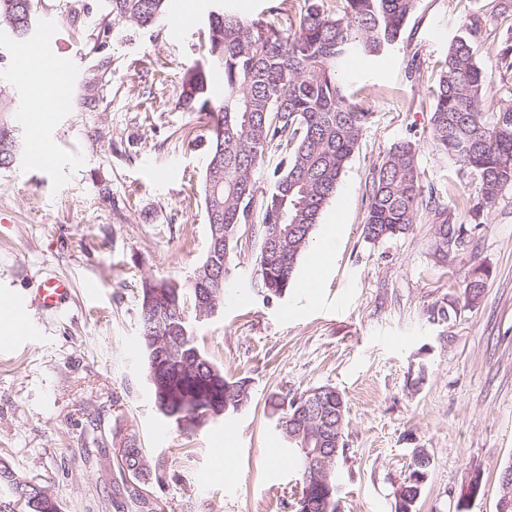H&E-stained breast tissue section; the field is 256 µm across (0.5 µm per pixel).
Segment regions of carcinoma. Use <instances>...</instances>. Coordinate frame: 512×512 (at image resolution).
Instances as JSON below:
<instances>
[{"mask_svg":"<svg viewBox=\"0 0 512 512\" xmlns=\"http://www.w3.org/2000/svg\"><path fill=\"white\" fill-rule=\"evenodd\" d=\"M418 0H270L260 16L245 18L230 4L209 16L201 44L204 64L189 68L182 80L178 107L208 117L206 165L201 189L209 226L206 254L185 284L145 278L141 284L139 321L146 370L155 404L166 418L189 419L193 433L249 402V381L232 380L201 350L191 317L208 316L224 305L231 254L242 230L258 225L260 251L256 287L265 299L281 298L292 287L300 260L315 228L335 195L372 113L346 94L338 70L351 55L379 57L397 46ZM167 0H107L102 33L116 23L138 30L154 26ZM36 21L34 0H0V32L16 42L27 40ZM466 35L456 37L441 63L433 91L428 144L447 157L457 173L477 181V198L459 197L471 224H483V212L512 191V90L491 111L485 101L488 72L473 54L471 37L486 20L474 16ZM224 77V101L206 98L207 73ZM12 99L0 93V167L15 161L19 130L11 119ZM279 157L271 183L262 189L256 171L269 153ZM418 144L402 140L374 169L368 189L364 237L369 241L406 234L418 212L432 214L439 261L461 245L465 225L454 224L447 208L425 196L418 166ZM479 277L464 279L465 298L482 294ZM293 398L274 395L271 415L288 437L295 415ZM336 424V399L325 398L306 429ZM119 469H138L147 481L152 467L134 437ZM27 479L0 459V512L14 505ZM122 491L137 506L156 512L153 503L127 482ZM20 512H61L51 493Z\"/></svg>","mask_w":512,"mask_h":512,"instance_id":"carcinoma-1","label":"carcinoma"}]
</instances>
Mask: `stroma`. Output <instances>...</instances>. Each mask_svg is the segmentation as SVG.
Segmentation results:
<instances>
[{
    "label": "stroma",
    "instance_id": "obj_1",
    "mask_svg": "<svg viewBox=\"0 0 512 512\" xmlns=\"http://www.w3.org/2000/svg\"><path fill=\"white\" fill-rule=\"evenodd\" d=\"M180 23L101 33L105 0H36L33 36L49 32L65 78L19 86L17 46L0 37V90L20 105L15 164L0 169V302L67 278L70 302L33 335L0 327V459L48 485L63 512H138L113 498L115 442L136 437L157 466L145 495L159 512H292L294 464L271 467L283 447L268 401L329 385L345 406L336 461L337 512H397L416 452L430 466L412 512H497L499 477L512 465V191L466 225V243L437 263L434 226L419 211L407 234L365 239L368 186L391 146H419L422 185L464 222L471 196L426 137L440 62L470 17L476 61L492 72L488 103L512 89L497 54L512 37V0H419L388 56L351 59L349 89L372 114L313 240L336 234L318 264L305 255L287 295L254 288L259 239L232 253L222 309L192 329L225 376L249 378L246 408L188 434L159 413L145 372L137 318L143 278L186 282L206 253L201 193L206 127L177 106L184 68L201 62L214 0H180ZM65 94L59 112L27 99ZM54 140L55 160H33V133ZM457 185L444 194V184ZM485 282L477 303L461 282ZM315 279L311 294L301 284ZM103 442L89 447V419ZM478 494H470L473 477Z\"/></svg>",
    "mask_w": 512,
    "mask_h": 512
}]
</instances>
